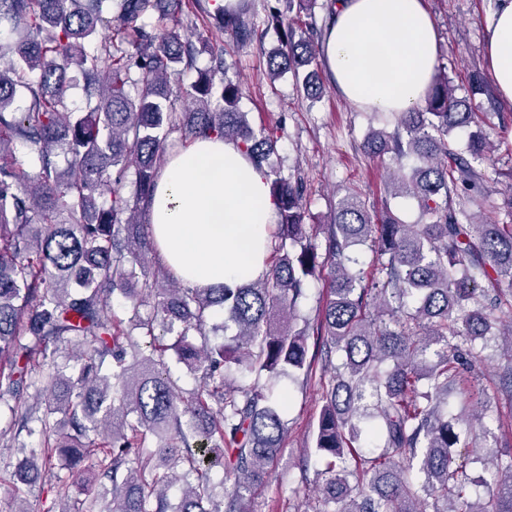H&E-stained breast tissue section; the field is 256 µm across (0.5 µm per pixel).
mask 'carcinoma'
I'll use <instances>...</instances> for the list:
<instances>
[{
	"mask_svg": "<svg viewBox=\"0 0 512 512\" xmlns=\"http://www.w3.org/2000/svg\"><path fill=\"white\" fill-rule=\"evenodd\" d=\"M284 3L271 15L281 39L268 53L269 74H292L314 100L322 29L295 28L288 13L315 0ZM194 8L208 35L193 42L180 34L183 0H0V24L20 31L0 63V408L16 426L14 501L27 502L56 456L74 480L84 461L97 460L109 512H255L252 493L288 435V397L275 404L271 388L284 375L307 381L319 371L328 383L310 455L321 479L317 505L303 512H512V456L496 459L492 481L473 477L447 410L448 388L468 382L500 335V302L490 295L512 287V229L465 224L453 207L487 193L477 165L491 143L473 105L489 95L483 77L472 74L469 95L458 97L438 72L396 132L374 130L364 141L374 157L414 159L387 192L413 199L427 222L373 215L357 192L338 200L323 231L330 288L311 353L309 326L291 323L324 265L300 181L270 180L279 222L259 278L182 288L162 265L164 287L147 269L151 224L135 213L146 214L170 131L236 142L264 167L276 143L249 127L240 84L217 78L223 48L210 35L252 42L250 0ZM105 28L111 38L89 50ZM201 53L211 66L184 91L195 109L174 112L170 78ZM79 76L83 111L66 104ZM19 144L31 160L17 155ZM129 170L131 200L118 189ZM365 245L376 253L370 272L355 253ZM128 253L138 265H126ZM116 293L135 319L152 308L140 321L148 341L122 329ZM217 307L224 322L212 330L232 334L211 344L205 329ZM60 343L84 347L69 376L55 358ZM169 350L199 379L186 399L164 361ZM232 373L252 383L239 386ZM32 386L29 404L23 391ZM23 432L40 445L19 440ZM62 497L57 512L96 505L67 487Z\"/></svg>",
	"mask_w": 512,
	"mask_h": 512,
	"instance_id": "obj_1",
	"label": "carcinoma"
}]
</instances>
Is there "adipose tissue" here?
<instances>
[{
    "mask_svg": "<svg viewBox=\"0 0 512 512\" xmlns=\"http://www.w3.org/2000/svg\"><path fill=\"white\" fill-rule=\"evenodd\" d=\"M493 92L512 103V0L484 18ZM437 28L425 0H337L321 60L337 92L365 112L395 118L418 109L439 65ZM266 169L243 148L203 138L174 149L148 214L162 262L184 286L260 276L278 216Z\"/></svg>",
    "mask_w": 512,
    "mask_h": 512,
    "instance_id": "obj_1",
    "label": "adipose tissue"
}]
</instances>
